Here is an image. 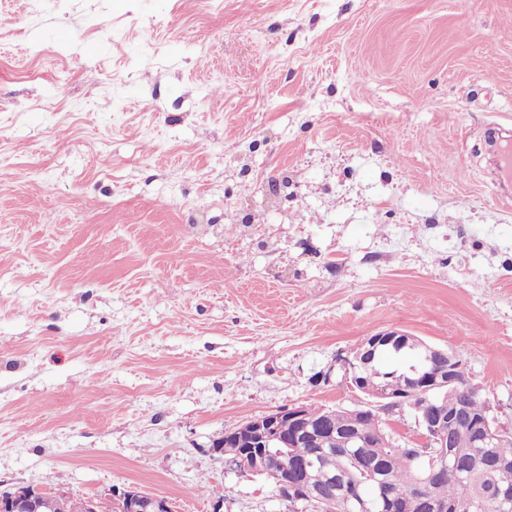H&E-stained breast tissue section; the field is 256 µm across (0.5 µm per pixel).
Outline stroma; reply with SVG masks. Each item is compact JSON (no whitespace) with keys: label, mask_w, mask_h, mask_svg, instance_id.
<instances>
[{"label":"stroma","mask_w":512,"mask_h":512,"mask_svg":"<svg viewBox=\"0 0 512 512\" xmlns=\"http://www.w3.org/2000/svg\"><path fill=\"white\" fill-rule=\"evenodd\" d=\"M492 122L512 0H0V489L287 512L213 441L389 330L512 426Z\"/></svg>","instance_id":"stroma-1"}]
</instances>
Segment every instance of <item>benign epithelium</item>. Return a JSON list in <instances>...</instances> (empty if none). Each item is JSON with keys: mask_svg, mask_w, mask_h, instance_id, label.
<instances>
[{"mask_svg": "<svg viewBox=\"0 0 512 512\" xmlns=\"http://www.w3.org/2000/svg\"><path fill=\"white\" fill-rule=\"evenodd\" d=\"M406 333L390 330L379 333L377 337H368L364 341V354L375 352L381 344L406 343ZM421 359L423 367L414 371L416 382L422 393L433 390H457L460 383L456 377L457 355L446 352L439 347L421 343ZM358 351H352L343 360L345 372L355 371L354 362L359 359ZM366 397L361 408L356 411L360 416L377 415L385 410L384 400L388 394L373 383H365L360 387ZM399 409L411 411L425 446L431 448L427 455L425 470L418 480L416 493L410 498L397 494L393 488L387 489V497L392 505V512H446V507L436 503L427 493L428 484L446 471L448 454L452 452L453 433L466 424L463 412L448 411L447 404L440 406L428 399L421 404L403 401L394 402ZM316 410L304 406L279 409L275 412L251 419L237 429L224 434V438L242 436L249 439L258 451L248 459L227 458L225 463L238 472L265 475L273 480L281 493H288V480L284 472H289L299 479L307 491L298 497L313 506L318 512H346L350 497L347 494L323 497L312 484L310 471L313 470V458L294 459L285 469H277L272 462L271 448H291L304 442L336 441V432L319 437L320 428L314 420ZM512 431L499 425L490 415H485L479 427L478 436L482 439L500 438ZM69 496L60 490H44L33 486H14L0 493V512H65ZM108 506L109 512H177L174 504L166 497L151 495L136 486L114 487L102 498L86 500V512H101L102 506Z\"/></svg>", "mask_w": 512, "mask_h": 512, "instance_id": "obj_1", "label": "benign epithelium"}]
</instances>
